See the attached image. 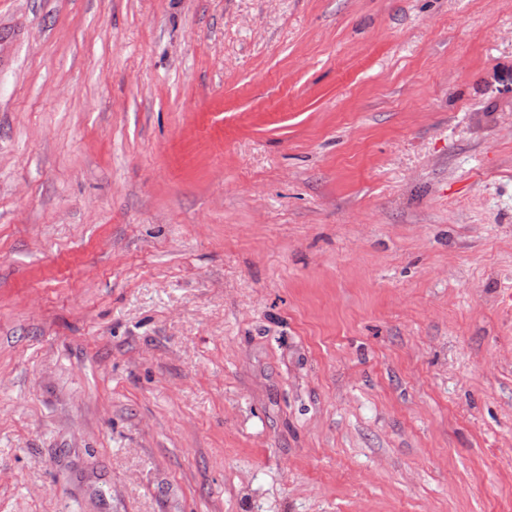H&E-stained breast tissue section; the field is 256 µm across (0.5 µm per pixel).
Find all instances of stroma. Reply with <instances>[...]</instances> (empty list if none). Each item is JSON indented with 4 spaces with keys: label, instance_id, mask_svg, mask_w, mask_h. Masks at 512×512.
I'll use <instances>...</instances> for the list:
<instances>
[{
    "label": "stroma",
    "instance_id": "35a3bbf8",
    "mask_svg": "<svg viewBox=\"0 0 512 512\" xmlns=\"http://www.w3.org/2000/svg\"><path fill=\"white\" fill-rule=\"evenodd\" d=\"M0 512H512V0H0Z\"/></svg>",
    "mask_w": 512,
    "mask_h": 512
}]
</instances>
